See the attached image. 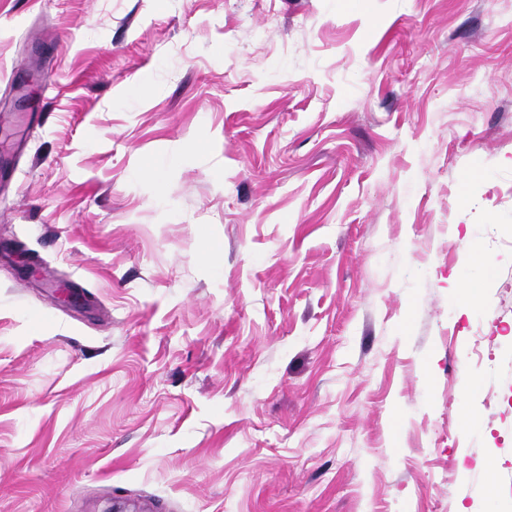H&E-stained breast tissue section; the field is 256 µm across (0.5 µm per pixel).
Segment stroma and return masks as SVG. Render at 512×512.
Listing matches in <instances>:
<instances>
[{"instance_id":"1","label":"stroma","mask_w":512,"mask_h":512,"mask_svg":"<svg viewBox=\"0 0 512 512\" xmlns=\"http://www.w3.org/2000/svg\"><path fill=\"white\" fill-rule=\"evenodd\" d=\"M134 504L512 512V0H0V512Z\"/></svg>"}]
</instances>
